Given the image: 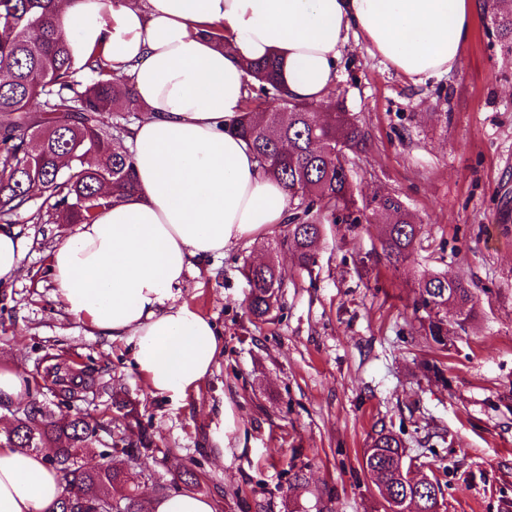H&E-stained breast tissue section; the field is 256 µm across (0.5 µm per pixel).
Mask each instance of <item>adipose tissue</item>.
Listing matches in <instances>:
<instances>
[{
    "label": "adipose tissue",
    "instance_id": "obj_1",
    "mask_svg": "<svg viewBox=\"0 0 512 512\" xmlns=\"http://www.w3.org/2000/svg\"><path fill=\"white\" fill-rule=\"evenodd\" d=\"M77 62L94 49L143 110L131 128L136 194L113 201L50 252L65 314L131 345L155 393L181 400L224 351L213 322L179 300L193 262L285 223L290 198L229 131L247 60L275 59L294 100L319 103L351 37L414 82L456 69L478 0H58ZM223 27L230 47L208 34ZM30 241L0 224V286ZM66 491L46 453L0 447V512H46Z\"/></svg>",
    "mask_w": 512,
    "mask_h": 512
}]
</instances>
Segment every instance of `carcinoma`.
Masks as SVG:
<instances>
[{
	"mask_svg": "<svg viewBox=\"0 0 512 512\" xmlns=\"http://www.w3.org/2000/svg\"><path fill=\"white\" fill-rule=\"evenodd\" d=\"M486 13L500 39L512 50V5L485 0ZM252 78L240 121L231 128L247 141L261 167L280 181L293 202L286 245L300 268L317 266L323 224L341 219L360 223L372 209L387 218L380 237L382 254L394 265L411 259L421 226L395 194H376L363 206L355 199L347 164L363 151L367 132L350 112H321L312 103L288 97L277 79L273 59L247 60ZM0 222L36 199L31 215L38 223L82 224L89 208H106L112 199L137 190L133 158L124 145L131 118L138 116L133 90L104 78L98 55L83 66L72 55L70 37L55 22L54 0H0ZM39 102L38 113L30 110ZM275 106H269L270 101ZM112 116V122L105 117ZM251 293L248 308L257 319L280 311L281 272L271 263L243 268ZM457 318L448 321V307ZM412 311L420 331L437 347L466 330L479 314V298L461 278L435 273L418 283ZM14 423L0 432V446L29 452L52 449L51 465L61 473L67 492L48 512H108L105 498L119 501L123 512H149L138 493L139 474L125 466L151 451L149 440L112 435V429L85 415L54 412L33 399L18 404ZM405 453L396 434L381 428L364 450L362 466L388 504L396 501L416 512H438L443 498L437 478L404 482L399 459ZM101 464L90 466L88 456Z\"/></svg>",
	"mask_w": 512,
	"mask_h": 512,
	"instance_id": "carcinoma-1",
	"label": "carcinoma"
}]
</instances>
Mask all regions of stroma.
<instances>
[{
  "label": "stroma",
  "instance_id": "stroma-1",
  "mask_svg": "<svg viewBox=\"0 0 512 512\" xmlns=\"http://www.w3.org/2000/svg\"><path fill=\"white\" fill-rule=\"evenodd\" d=\"M368 133L348 169L357 201L401 196L421 226L411 260L389 268L376 214L359 229L325 225L313 271L297 265L277 224L194 262L180 299L224 336L217 367L197 392L174 402L151 392L130 347L64 316L49 270L72 224H14L33 246L25 274L0 287V367L20 366L37 397L64 382L88 391L73 410L108 414L115 435L147 431L154 447L130 468L159 486L195 469L214 512H384L362 469L375 430L397 434L408 455L431 464L445 512H512V53L475 14L460 67L415 83L351 39L333 85ZM282 272L275 320L248 312L247 262ZM465 279L480 298L467 331L431 346L412 313L421 278ZM444 365L445 381L422 363ZM133 405L130 423L117 402ZM307 468L291 489L290 465Z\"/></svg>",
  "mask_w": 512,
  "mask_h": 512
}]
</instances>
